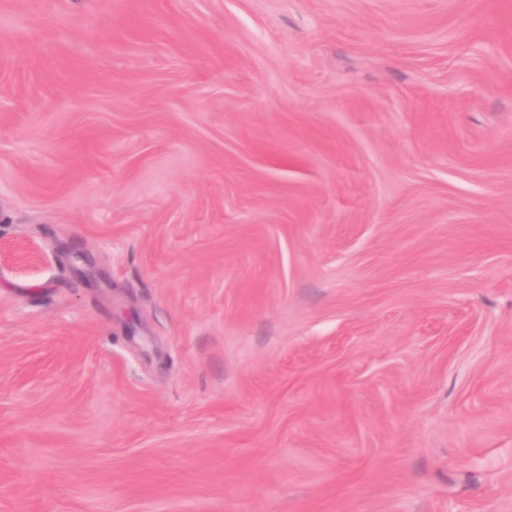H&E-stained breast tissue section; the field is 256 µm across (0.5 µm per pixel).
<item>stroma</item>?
Instances as JSON below:
<instances>
[{"label":"stroma","mask_w":512,"mask_h":512,"mask_svg":"<svg viewBox=\"0 0 512 512\" xmlns=\"http://www.w3.org/2000/svg\"><path fill=\"white\" fill-rule=\"evenodd\" d=\"M0 512H512V0H0Z\"/></svg>","instance_id":"35a3bbf8"}]
</instances>
